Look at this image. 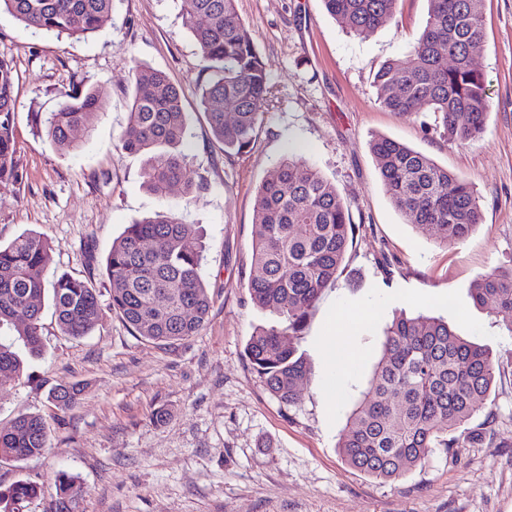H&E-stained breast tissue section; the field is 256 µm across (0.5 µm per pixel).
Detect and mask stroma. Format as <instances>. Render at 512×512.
I'll return each mask as SVG.
<instances>
[{
  "label": "stroma",
  "instance_id": "1",
  "mask_svg": "<svg viewBox=\"0 0 512 512\" xmlns=\"http://www.w3.org/2000/svg\"><path fill=\"white\" fill-rule=\"evenodd\" d=\"M265 62L274 98L248 152L224 155L200 108L198 47L181 0H114L112 17L85 39H59L0 13V58L17 73L16 137L23 177L0 185V242L44 236L51 271L102 275L114 239L135 220L172 211L201 225V275L212 307L204 329L172 346L136 336L112 311L85 337L62 335L52 306L42 312L41 358L0 389V427L41 415L49 448L37 459L0 461V482L36 481L45 512L55 476H78L77 512H512V336L468 294L479 275L512 260V0H484L486 41L475 65L492 108L483 135L449 142L434 115L405 118L379 101L374 74L403 58L427 21V0H401L394 19L348 32L322 0H236ZM164 72L187 115L184 150L207 187L185 200L181 187L144 185L145 159L122 149L131 60ZM105 87L106 112L77 151L54 150L33 122L56 109L62 91ZM377 135L396 139L474 186L483 222L445 246L406 224L369 150ZM333 183L355 226L342 273L312 309L301 343L310 382L283 410L252 369L246 344L279 325L258 309L248 284L257 190L289 150ZM372 307L374 320L350 314ZM447 318L462 337L492 351L498 376L487 412L491 443L460 456L433 449L422 466L383 482L346 464L336 445L377 363L383 331L399 313ZM83 385L67 412L48 400L60 382ZM165 411L157 421V411Z\"/></svg>",
  "mask_w": 512,
  "mask_h": 512
}]
</instances>
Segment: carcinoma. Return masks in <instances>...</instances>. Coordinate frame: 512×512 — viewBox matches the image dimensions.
<instances>
[{"label":"carcinoma","instance_id":"obj_1","mask_svg":"<svg viewBox=\"0 0 512 512\" xmlns=\"http://www.w3.org/2000/svg\"><path fill=\"white\" fill-rule=\"evenodd\" d=\"M326 11L354 32L374 30L395 16L399 0H322ZM114 0H0L27 27L62 38H86L110 19ZM185 24L203 61L201 107L212 138L226 154L254 143L272 102L265 63L235 0H182ZM485 41L483 0H428L427 24L403 59L388 60L374 76L380 102L402 117L432 112L448 141L465 144L485 131L489 111L484 73L471 55ZM131 101L123 149L147 156L146 187L163 193L182 187L185 198L203 188L183 150L186 112L178 88L161 71L135 59L128 71ZM11 64L0 59V184L21 181L15 136V87ZM102 88L74 87L61 93L58 109L44 120L50 145L76 148L74 131L89 130L104 112ZM380 177L405 223L446 244L465 241L482 224L479 197L471 183L425 154L385 136L371 140ZM354 225L336 190L303 157L289 154L269 172L257 194L249 282L252 302L282 318L279 327L259 328L246 356L269 393L286 410L298 405L309 382L300 350L310 310L337 282ZM203 233L171 212H158L127 225L105 258L110 310L133 335L173 344L201 332L211 296L201 276ZM51 247L27 232L0 244V327L13 326L31 358L43 352L42 304L51 294L59 331L88 335L103 317L100 291L91 279L49 276ZM477 307L491 313L512 336V263L493 268L468 286ZM24 360L0 342V385L20 377ZM489 349L460 337L442 318L400 314L387 326L369 387L351 414V426L337 448L348 465L373 478L395 480L425 462L435 448L458 457L484 443L490 430L468 427L487 408L495 381ZM84 387L60 382L48 393L66 412ZM48 448L43 417H17L0 428V457L25 460ZM50 512H75L81 493L76 478L56 476ZM35 483L0 484L3 512H22L37 497Z\"/></svg>","mask_w":512,"mask_h":512}]
</instances>
